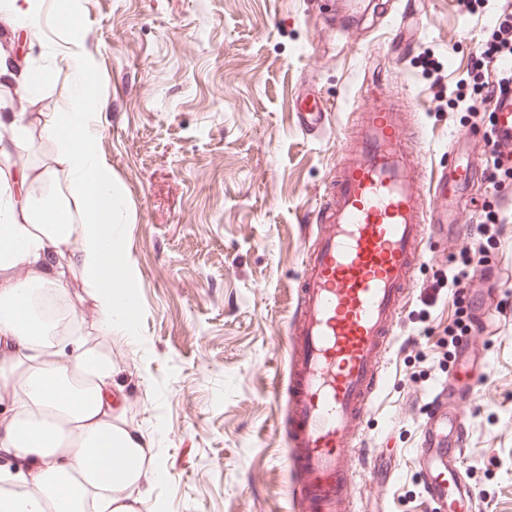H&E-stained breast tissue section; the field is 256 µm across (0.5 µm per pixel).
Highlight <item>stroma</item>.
<instances>
[{
  "label": "stroma",
  "instance_id": "1",
  "mask_svg": "<svg viewBox=\"0 0 512 512\" xmlns=\"http://www.w3.org/2000/svg\"><path fill=\"white\" fill-rule=\"evenodd\" d=\"M337 0H81L78 27L56 21L63 0L36 20L1 30L0 47L43 73L42 90L0 84V101L36 116L72 97L78 36L102 75L98 149L129 196L122 225L134 274L135 337L101 336L73 281L74 329L112 357V396L144 443L137 512H289L281 424L285 342L295 286L347 138L369 104L408 106L430 170L448 163L453 136L485 157L488 119L448 106V90L491 32L498 0L465 16L455 0H417L397 58L390 21L368 0L358 26L331 27ZM328 107L324 131L300 130L296 106ZM478 238L424 247L384 359L386 386L362 423L380 448L357 470L351 512H429L417 450L429 400L462 379L448 329L462 313L451 290L460 251ZM496 310L477 345L491 381L450 412L469 422L463 470L487 512H512V223L490 250Z\"/></svg>",
  "mask_w": 512,
  "mask_h": 512
}]
</instances>
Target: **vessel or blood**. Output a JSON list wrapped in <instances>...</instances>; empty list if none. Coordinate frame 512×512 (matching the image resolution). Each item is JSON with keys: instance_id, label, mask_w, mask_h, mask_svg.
<instances>
[{"instance_id": "b4317fda", "label": "vessel or blood", "mask_w": 512, "mask_h": 512, "mask_svg": "<svg viewBox=\"0 0 512 512\" xmlns=\"http://www.w3.org/2000/svg\"><path fill=\"white\" fill-rule=\"evenodd\" d=\"M493 142L512 145V97L497 102ZM319 103L298 105L306 131L323 128ZM408 116L372 103L336 165L329 199L315 214L316 238L299 283L286 338L288 410L283 424L292 449L286 458L303 512H349L353 459L375 462L360 424L385 386L383 359L400 308L428 239L462 234L452 208L440 200L468 195L480 171L464 155L427 171L419 143L406 138ZM473 313L459 354H467L486 322L485 300L467 296ZM469 441L465 418L446 432L425 429L419 453L440 465L424 483L439 512H470L477 493L460 467Z\"/></svg>"}]
</instances>
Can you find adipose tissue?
Returning <instances> with one entry per match:
<instances>
[{
	"instance_id": "adipose-tissue-1",
	"label": "adipose tissue",
	"mask_w": 512,
	"mask_h": 512,
	"mask_svg": "<svg viewBox=\"0 0 512 512\" xmlns=\"http://www.w3.org/2000/svg\"><path fill=\"white\" fill-rule=\"evenodd\" d=\"M74 98L39 117L48 162L0 177V512H134L142 444L112 422V358L87 345L41 302L66 303L80 280L101 335H132L136 300L120 225L133 223L124 188L98 151L93 108L100 83L80 40Z\"/></svg>"
}]
</instances>
